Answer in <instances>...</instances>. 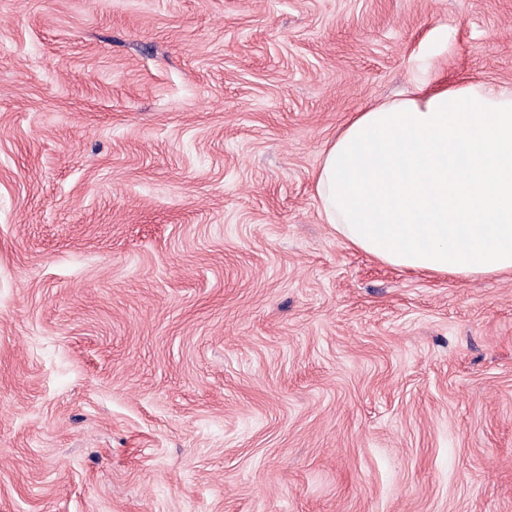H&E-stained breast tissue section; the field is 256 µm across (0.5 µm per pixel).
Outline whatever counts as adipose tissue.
Listing matches in <instances>:
<instances>
[{
  "mask_svg": "<svg viewBox=\"0 0 512 512\" xmlns=\"http://www.w3.org/2000/svg\"><path fill=\"white\" fill-rule=\"evenodd\" d=\"M313 180L326 223L380 262L512 272V86L418 81L354 113Z\"/></svg>",
  "mask_w": 512,
  "mask_h": 512,
  "instance_id": "adipose-tissue-1",
  "label": "adipose tissue"
}]
</instances>
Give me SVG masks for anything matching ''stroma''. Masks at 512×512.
Segmentation results:
<instances>
[{
	"label": "stroma",
	"mask_w": 512,
	"mask_h": 512,
	"mask_svg": "<svg viewBox=\"0 0 512 512\" xmlns=\"http://www.w3.org/2000/svg\"><path fill=\"white\" fill-rule=\"evenodd\" d=\"M424 76L512 0H0V512H512V275L315 195Z\"/></svg>",
	"instance_id": "stroma-1"
}]
</instances>
